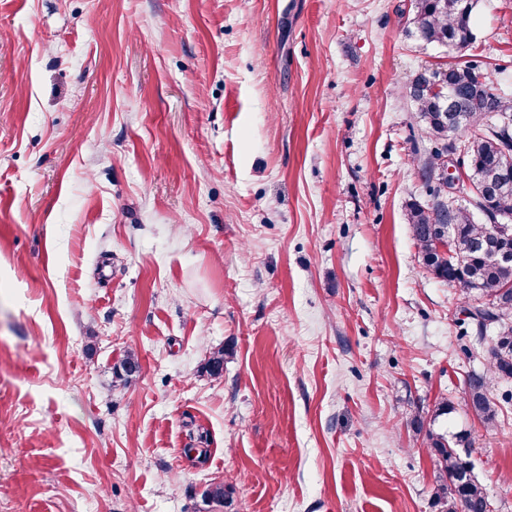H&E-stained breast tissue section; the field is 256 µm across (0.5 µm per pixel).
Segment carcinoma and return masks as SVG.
Instances as JSON below:
<instances>
[{
  "instance_id": "obj_1",
  "label": "carcinoma",
  "mask_w": 512,
  "mask_h": 512,
  "mask_svg": "<svg viewBox=\"0 0 512 512\" xmlns=\"http://www.w3.org/2000/svg\"><path fill=\"white\" fill-rule=\"evenodd\" d=\"M418 37L427 44L464 48L474 41L471 26L473 0H413ZM491 81L478 65L466 61L445 69H426L410 82L408 93L426 133L440 144L425 166L426 180L434 182L433 202H413L408 221L420 249L423 265L435 277L457 286L464 295L462 312L483 346L487 372L467 376V406L482 422L495 421L498 404L492 386L512 385V261H499L490 252L512 253V180L490 196L470 191L468 205L444 199L448 179L443 158L457 154L474 185L496 184L512 176V102L498 95L488 99ZM464 94L467 111L461 123L448 127L450 112L445 92ZM461 132V138L449 134ZM484 216L477 224L471 210ZM224 349L211 352L202 372L221 376ZM139 372L138 358L128 354L114 367L115 378L127 385ZM429 448L439 470L437 502L440 512H494L496 504L478 480L470 461L448 432H427ZM213 505L228 508L232 491L214 482L205 492Z\"/></svg>"
}]
</instances>
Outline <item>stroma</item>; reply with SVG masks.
<instances>
[{
	"mask_svg": "<svg viewBox=\"0 0 512 512\" xmlns=\"http://www.w3.org/2000/svg\"><path fill=\"white\" fill-rule=\"evenodd\" d=\"M413 18L0 0V512H208L219 481L227 512H439L417 417L512 512V404L468 410L487 364L405 219L435 146L405 86L474 61L512 98V0L462 50Z\"/></svg>",
	"mask_w": 512,
	"mask_h": 512,
	"instance_id": "35a3bbf8",
	"label": "stroma"
}]
</instances>
